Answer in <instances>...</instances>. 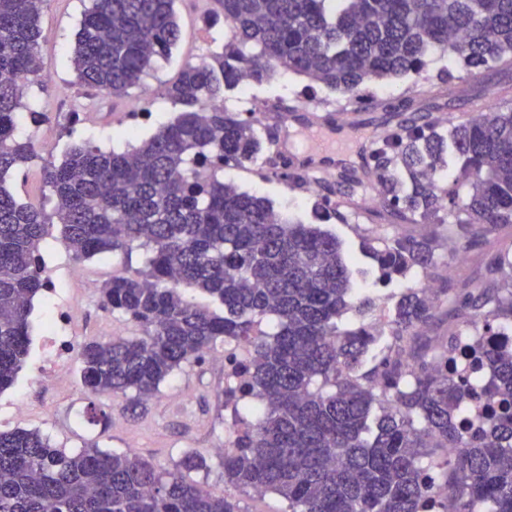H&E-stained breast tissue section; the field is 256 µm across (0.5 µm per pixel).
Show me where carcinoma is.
<instances>
[{"mask_svg": "<svg viewBox=\"0 0 512 512\" xmlns=\"http://www.w3.org/2000/svg\"><path fill=\"white\" fill-rule=\"evenodd\" d=\"M45 0H0V392L22 370L34 298L47 288L41 243L49 224L76 261L142 250L143 266L112 275L104 306L141 330L81 347V381L92 395L121 396L134 409L219 342L247 340L253 356L235 367L229 401L259 402L255 423L235 421L221 454L224 484L276 493L289 512H432L433 490L454 503L442 512H512V246L485 254L479 288L439 280L407 288L393 304L390 339L366 316L377 297L358 296L336 235L274 209L264 196L224 183V166L264 160L284 182L298 176L269 154L270 132L224 107L246 79L284 71L360 108L401 116L372 156L388 221L450 223L458 248L478 233L512 228V108L443 124L412 103L379 102V80L426 72L435 51L476 75L512 65V0H214L227 40L188 64L166 96L181 110L122 153L71 145L43 165L53 201L22 203L6 176L33 160L15 136L29 77L41 70L39 19ZM176 0H93L75 35L77 82L112 97L141 84L153 60L180 39ZM331 186L317 190L322 222L348 223ZM380 279L428 277L441 264L437 236H369ZM193 287L221 313L184 298ZM448 331L427 352L419 330L442 296ZM352 312L359 321L341 326ZM273 332L257 333L262 323ZM476 339L462 349L460 324ZM375 360L362 371L367 358ZM495 406L472 431L470 400ZM374 424H369V421ZM206 467L187 451L161 469L133 451L85 444L77 453L38 430L0 432V512H243L240 501L201 489L188 474Z\"/></svg>", "mask_w": 512, "mask_h": 512, "instance_id": "obj_1", "label": "carcinoma"}]
</instances>
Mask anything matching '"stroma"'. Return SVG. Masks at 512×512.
<instances>
[{"instance_id":"35a3bbf8","label":"stroma","mask_w":512,"mask_h":512,"mask_svg":"<svg viewBox=\"0 0 512 512\" xmlns=\"http://www.w3.org/2000/svg\"><path fill=\"white\" fill-rule=\"evenodd\" d=\"M91 6L92 0H45L43 5L39 56L50 76L31 82L25 101L42 112L44 119L38 124L26 123L17 131L19 138L31 140L37 160L6 178L7 186L21 201L43 200L48 190L42 183L40 166L50 161L61 162L71 144L88 143L104 151H123L154 133L178 112L177 105L164 95L166 87L176 81L186 63L199 61L210 51L222 48L227 38L223 20L211 16L210 0H177L181 37L172 53L156 58L141 87L130 89L127 96L92 95L77 84L70 61L74 35ZM427 61L426 78L401 77L376 82L370 85V92L381 102L411 100L414 110L444 120L458 121L480 111L490 88L498 93V107L512 106L511 66H494L472 78L439 54H430ZM448 71L453 74L449 80L444 77ZM276 98L309 113H329L340 120L361 123L360 134L367 140L386 134L391 126L383 109L353 111L339 94L309 88L307 79L288 72L277 74L268 82L252 83L228 92L225 104L229 109L252 112L258 126L274 131L279 156L292 171L297 170L296 158L312 135L296 125L282 127L270 106ZM135 112L143 115L136 124L131 121ZM224 180L266 196L275 210L288 212L307 223L314 220L313 192L271 178L261 162L225 168ZM375 193L373 182L368 180L354 196L342 198V209L349 221L328 224L327 229L353 257L351 270L357 290L386 296L401 292L407 283L403 280L380 283L372 259L362 250L365 236L372 232L365 198ZM384 230L391 236L439 232L443 262L439 276L466 278L471 284H479L481 250H470L465 257H458L453 250L454 232L448 227L388 224ZM44 253L58 262L60 270L77 271L76 276L64 282L74 306L71 327L75 351L70 355V377L68 382L60 384L37 383L40 350L38 342H31L16 382L0 393V431L37 430L49 436L54 446L68 452L92 441L106 451H135L162 467L172 466L184 450L191 448L203 455L208 464L207 470L191 473V480L207 491L222 489L224 469L217 449L223 445L233 418L231 407L221 406L218 400L225 387L223 366L205 360L185 367L167 379L145 410L135 416L126 410L124 400L85 392L80 383L78 348L91 340L106 341L139 331L135 323L112 312L100 300L106 282L127 260L119 254H106L75 262L62 244L60 227L56 224L48 228ZM18 401L26 406L24 416L18 419L7 416L6 406ZM94 409L99 412L95 418L90 415Z\"/></svg>"}]
</instances>
